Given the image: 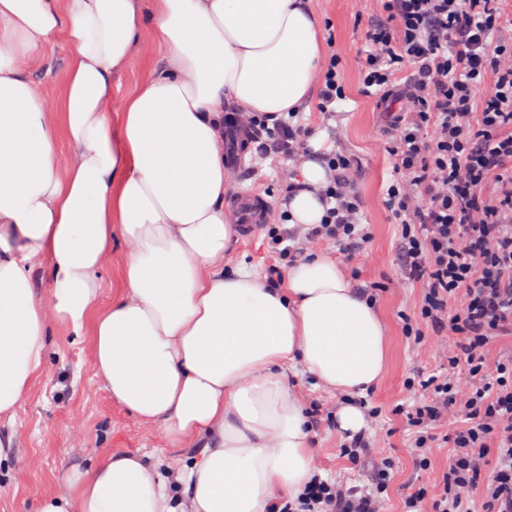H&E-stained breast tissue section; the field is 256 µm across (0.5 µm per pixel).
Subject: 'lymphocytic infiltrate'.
Returning <instances> with one entry per match:
<instances>
[{
	"label": "lymphocytic infiltrate",
	"instance_id": "lymphocytic-infiltrate-1",
	"mask_svg": "<svg viewBox=\"0 0 512 512\" xmlns=\"http://www.w3.org/2000/svg\"><path fill=\"white\" fill-rule=\"evenodd\" d=\"M501 2L382 0L365 33L361 88L398 106L384 129L394 172L384 206L401 227V274L424 289L403 329L448 355L447 373L418 379L424 396L405 411L420 469L438 423L463 422L439 493L419 488L403 512H470L477 496L486 512H512V349L493 350L512 335V25ZM239 127L262 159L297 158L313 135L295 112H227L225 130ZM322 159L332 178L321 223L290 228L283 213L267 231L282 263L301 258L302 240L332 241L349 258L368 242L352 155ZM372 468L367 489L314 479L294 512H381L390 463Z\"/></svg>",
	"mask_w": 512,
	"mask_h": 512
}]
</instances>
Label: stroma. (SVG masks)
<instances>
[{"label":"stroma","instance_id":"stroma-1","mask_svg":"<svg viewBox=\"0 0 512 512\" xmlns=\"http://www.w3.org/2000/svg\"><path fill=\"white\" fill-rule=\"evenodd\" d=\"M322 29L331 31L344 64L346 98L336 105L335 119L319 112L309 102L301 120L326 147L347 150L356 160L355 186L363 203L362 222L370 232L365 249L344 266L354 288L374 283L381 291L374 304L385 327L386 370L363 397L377 411L367 418L369 446L364 462L353 465L341 452L345 441L336 430V411L344 395L315 386L310 376H301L297 391L306 408H317L318 428L311 431V446L317 472L323 479L344 486L371 483L369 463L385 456L391 463V479L383 495V512H401L405 496L422 484H436L448 469L450 444L459 422L448 419L437 428L438 439L430 455L428 471H420L410 446L406 420L399 407L414 398L408 381L447 370L448 361L429 344H416L405 336L401 316L417 309L423 290L420 284L401 278L398 265L399 227L392 224L383 206L385 190L393 175L392 160L385 150L382 129L386 109L376 96L360 90L359 66L367 50L364 34L381 14L380 0H311ZM295 160L274 158L262 167L260 184H253L247 171H231L230 184L259 187L269 212H277L285 186L297 175ZM277 256L268 247L262 231L252 236L236 233L228 257L229 266H243L265 275ZM0 437L13 446L0 462V512H37L40 503L59 494L68 473L93 467L112 451L144 455L147 461L171 467L189 460L188 448H168L154 429L139 423L113 403L92 364V336L71 334L61 324H52L47 339L46 368L27 398L11 418L0 419Z\"/></svg>","mask_w":512,"mask_h":512}]
</instances>
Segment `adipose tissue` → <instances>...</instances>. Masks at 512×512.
Segmentation results:
<instances>
[{
  "label": "adipose tissue",
  "mask_w": 512,
  "mask_h": 512,
  "mask_svg": "<svg viewBox=\"0 0 512 512\" xmlns=\"http://www.w3.org/2000/svg\"><path fill=\"white\" fill-rule=\"evenodd\" d=\"M148 25L162 55L121 93ZM59 38L73 55L56 90L33 72ZM321 71L309 0H0V416L32 390L58 322L91 332L118 406L167 447L197 450L180 493L115 451L40 512H280L314 475L296 377L347 396L383 375L384 325L335 259L309 254L275 288L225 265L224 106L298 111ZM322 146L282 203L292 224L324 215ZM117 243L102 310L98 273ZM121 252V247L116 246L115 249H113V257H112V263L109 264L100 275V280L102 283L101 288V301L99 305V309H105L112 303V296L115 295V288H112V285L114 287L119 274V261L120 257L119 254Z\"/></svg>",
  "instance_id": "1"
}]
</instances>
